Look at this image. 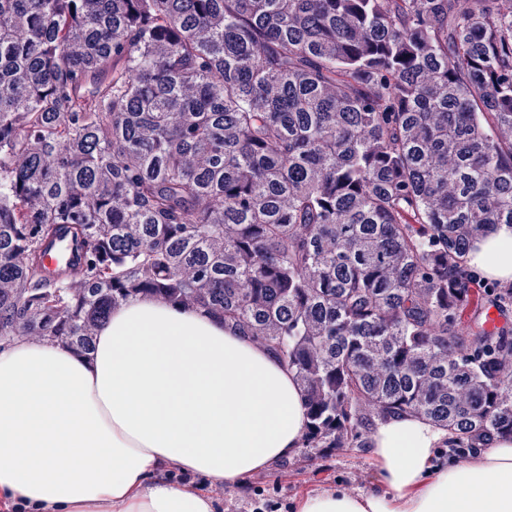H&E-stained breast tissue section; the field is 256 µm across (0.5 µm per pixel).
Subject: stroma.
I'll return each instance as SVG.
<instances>
[{"label":"stroma","mask_w":512,"mask_h":512,"mask_svg":"<svg viewBox=\"0 0 512 512\" xmlns=\"http://www.w3.org/2000/svg\"><path fill=\"white\" fill-rule=\"evenodd\" d=\"M377 466L367 448H298L250 475L239 487H227L202 476L194 484L203 487L215 504V512H252L253 504L271 500L279 512H292L301 496L322 490L343 488L356 493L373 486Z\"/></svg>","instance_id":"1"}]
</instances>
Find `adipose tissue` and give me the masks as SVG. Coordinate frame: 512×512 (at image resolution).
Returning <instances> with one entry per match:
<instances>
[{
  "label": "adipose tissue",
  "mask_w": 512,
  "mask_h": 512,
  "mask_svg": "<svg viewBox=\"0 0 512 512\" xmlns=\"http://www.w3.org/2000/svg\"><path fill=\"white\" fill-rule=\"evenodd\" d=\"M472 261L512 282V226ZM305 401L293 372L204 310L136 298L74 354L17 337L0 350V500L39 512H214L169 467L232 487L301 445ZM446 431L413 415L380 423L381 487L300 498L295 512H512V438L448 466Z\"/></svg>",
  "instance_id": "ef3b65f1"
}]
</instances>
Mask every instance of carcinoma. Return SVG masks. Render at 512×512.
Segmentation results:
<instances>
[{"label": "carcinoma", "mask_w": 512, "mask_h": 512, "mask_svg": "<svg viewBox=\"0 0 512 512\" xmlns=\"http://www.w3.org/2000/svg\"><path fill=\"white\" fill-rule=\"evenodd\" d=\"M499 224L504 0H0V340L87 353L152 296L288 367L304 448L400 414L486 448L512 437V287L468 252Z\"/></svg>", "instance_id": "cac0c4a2"}]
</instances>
